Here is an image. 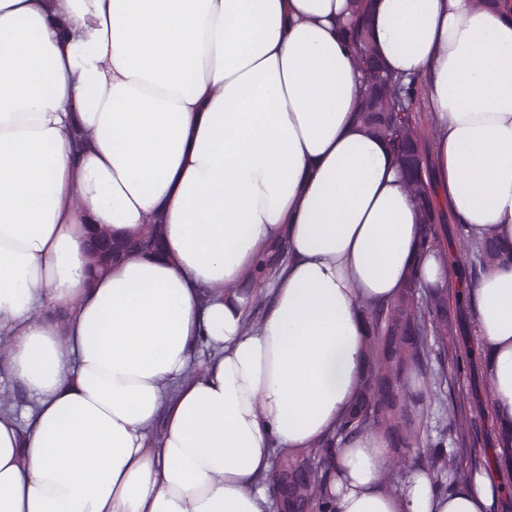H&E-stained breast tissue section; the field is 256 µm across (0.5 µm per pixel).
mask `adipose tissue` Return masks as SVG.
I'll return each mask as SVG.
<instances>
[{
  "label": "adipose tissue",
  "mask_w": 512,
  "mask_h": 512,
  "mask_svg": "<svg viewBox=\"0 0 512 512\" xmlns=\"http://www.w3.org/2000/svg\"><path fill=\"white\" fill-rule=\"evenodd\" d=\"M386 66L422 82L433 188L512 247V0H372ZM346 0H0V335L26 402L0 415V512H272L274 448L345 418L361 304L446 286L386 145L357 120ZM163 226V254L89 279L86 241ZM288 258L247 325L236 292ZM512 422V265L470 288ZM388 441L340 451L336 512H490L478 469L382 487Z\"/></svg>",
  "instance_id": "obj_1"
}]
</instances>
